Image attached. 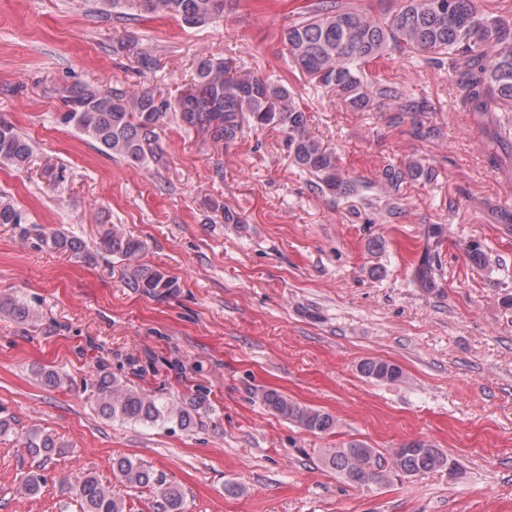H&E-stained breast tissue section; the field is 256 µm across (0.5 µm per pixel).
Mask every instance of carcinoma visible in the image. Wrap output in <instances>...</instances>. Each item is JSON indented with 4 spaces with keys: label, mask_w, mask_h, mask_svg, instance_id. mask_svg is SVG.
Masks as SVG:
<instances>
[{
    "label": "carcinoma",
    "mask_w": 512,
    "mask_h": 512,
    "mask_svg": "<svg viewBox=\"0 0 512 512\" xmlns=\"http://www.w3.org/2000/svg\"><path fill=\"white\" fill-rule=\"evenodd\" d=\"M227 0H103L106 17L117 22L135 21L142 14L161 15L186 25H203L224 14ZM282 40L288 57L308 82L336 93L355 111L382 103L390 111L389 122L406 126L417 139L432 136L425 119L432 111L425 99L406 96L394 83L375 77L370 64L397 52L419 57L453 75L461 107L468 112H512V29L500 17L477 10L474 0H390L380 16L346 0H316L313 8L284 29ZM64 111L58 122L84 134L107 155L123 158L132 166L161 161L159 140L164 119L173 116L184 129L193 130L214 147L226 148L243 134L244 127L279 128L284 134L288 157L322 194L350 195L357 187L345 176L336 151L312 134L307 111L294 93L279 80L245 74L232 57L202 56L195 63L187 91L174 100L143 90L128 93L98 84L66 86L56 90ZM33 142L16 125L0 121V164L16 169L28 167ZM433 169L420 161L389 164L381 185L391 195L410 181H430ZM0 224L19 229L27 245L68 252L93 262L102 254L123 262L128 285L143 295L163 300L180 291L179 280L166 271L140 262L147 244L117 227L107 228L91 244L60 230L28 223L25 211L10 197L0 194ZM0 317L21 324L35 323L37 310L13 295L0 294ZM364 376L394 382L402 369L391 362L367 358L359 364ZM91 397L101 416L133 424H173L183 431L202 425L209 411L203 392L176 402L164 401L137 389L99 366L91 378ZM272 413L317 434L331 431L335 419L329 413L298 403L276 389L257 393ZM23 447L40 466L28 473L17 492L36 496L45 491L41 465L61 453L62 445L52 434L31 428L17 435ZM365 458L366 468L349 478L357 485L381 483L386 469L373 463L378 452L360 441L330 448L324 464L340 474L351 456ZM451 459L423 442L399 456L405 477L441 471ZM116 477L131 487L156 488L158 512H182L183 491L165 483L129 457L112 459ZM59 490L79 505L80 512H124L122 500L90 473H71L59 481Z\"/></svg>",
    "instance_id": "carcinoma-1"
}]
</instances>
